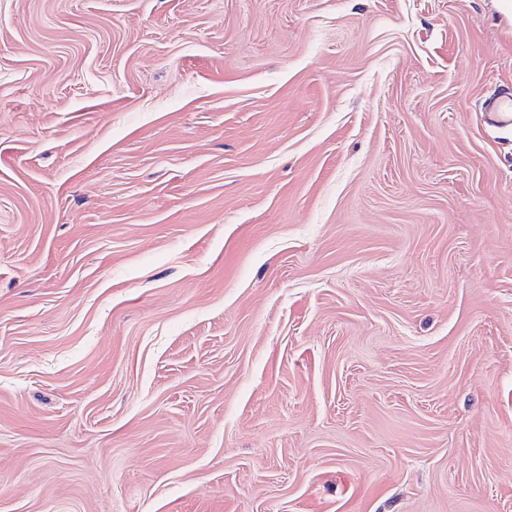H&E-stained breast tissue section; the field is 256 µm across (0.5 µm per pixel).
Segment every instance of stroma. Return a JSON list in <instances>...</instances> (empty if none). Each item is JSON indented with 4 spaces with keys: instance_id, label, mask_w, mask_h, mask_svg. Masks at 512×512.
<instances>
[{
    "instance_id": "obj_1",
    "label": "stroma",
    "mask_w": 512,
    "mask_h": 512,
    "mask_svg": "<svg viewBox=\"0 0 512 512\" xmlns=\"http://www.w3.org/2000/svg\"><path fill=\"white\" fill-rule=\"evenodd\" d=\"M501 0H0V512H512Z\"/></svg>"
}]
</instances>
